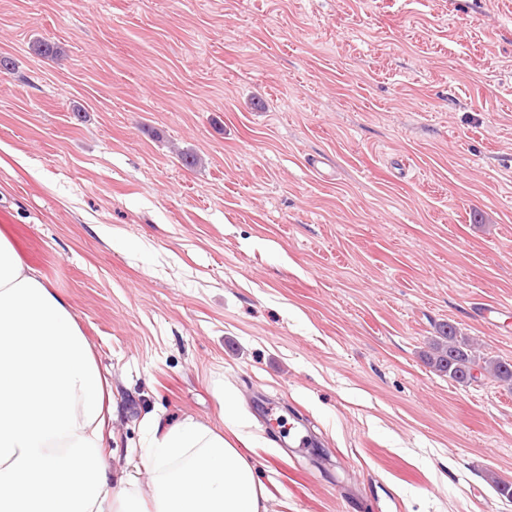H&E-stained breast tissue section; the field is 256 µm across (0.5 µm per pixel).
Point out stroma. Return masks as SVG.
<instances>
[{"mask_svg": "<svg viewBox=\"0 0 512 512\" xmlns=\"http://www.w3.org/2000/svg\"><path fill=\"white\" fill-rule=\"evenodd\" d=\"M1 57L0 221L111 376L112 466L230 395L268 512H512V387L424 357L512 361V0H0ZM425 354L427 364L439 374L457 383H469L477 379L471 370L477 366L480 375L490 377L506 385L512 384V362L480 353L469 336H464L455 325L442 324Z\"/></svg>", "mask_w": 512, "mask_h": 512, "instance_id": "35a3bbf8", "label": "stroma"}]
</instances>
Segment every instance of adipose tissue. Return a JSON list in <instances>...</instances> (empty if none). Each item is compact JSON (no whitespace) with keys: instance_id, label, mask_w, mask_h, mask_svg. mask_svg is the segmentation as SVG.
Masks as SVG:
<instances>
[{"instance_id":"obj_1","label":"adipose tissue","mask_w":512,"mask_h":512,"mask_svg":"<svg viewBox=\"0 0 512 512\" xmlns=\"http://www.w3.org/2000/svg\"><path fill=\"white\" fill-rule=\"evenodd\" d=\"M112 385L67 300L0 229V512H267L224 433L150 420L146 460L113 471Z\"/></svg>"}]
</instances>
